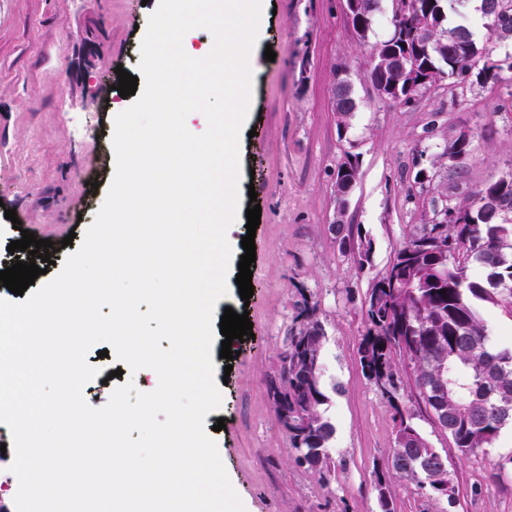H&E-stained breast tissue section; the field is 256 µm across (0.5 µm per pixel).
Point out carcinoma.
I'll use <instances>...</instances> for the list:
<instances>
[{"mask_svg": "<svg viewBox=\"0 0 512 512\" xmlns=\"http://www.w3.org/2000/svg\"><path fill=\"white\" fill-rule=\"evenodd\" d=\"M379 0H362L367 12L366 40L372 31ZM412 14L390 19L388 39L371 46L406 45L421 83L401 89V105L445 80L459 85L485 83L483 73L492 60L489 44L501 16L512 19V0H483L479 20L489 33L479 43L466 25L447 26L448 0H411ZM340 125L348 124L357 103L350 82L337 77L333 88ZM473 149L462 134L444 146L440 158L463 160ZM440 211L454 213L446 224H416L387 271L368 289L363 301L366 331L357 355L363 376L393 409L394 436L388 461L374 471V489L380 512H394L386 497L395 479L417 489L448 512L459 500L451 474L447 490L430 480L444 467L442 455L421 434L416 414L404 403L406 387L400 365L413 370L415 388L428 413L438 417L440 430L466 457L489 453L501 430L512 422V347H499L479 308L488 303L512 313V179L488 182L454 205ZM445 293H440V290ZM304 321L292 331L280 362L288 374L272 382L275 412L288 404V419L306 422L308 432L289 435L291 449H317L315 464L325 479L336 467L331 453L335 428L325 415L330 396L323 385L321 350L326 336L314 307L303 303ZM445 368L436 388L428 386L433 365Z\"/></svg>", "mask_w": 512, "mask_h": 512, "instance_id": "carcinoma-1", "label": "carcinoma"}]
</instances>
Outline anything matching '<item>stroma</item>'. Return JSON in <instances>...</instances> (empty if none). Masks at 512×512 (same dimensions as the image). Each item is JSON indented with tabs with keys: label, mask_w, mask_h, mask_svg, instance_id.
<instances>
[{
	"label": "stroma",
	"mask_w": 512,
	"mask_h": 512,
	"mask_svg": "<svg viewBox=\"0 0 512 512\" xmlns=\"http://www.w3.org/2000/svg\"><path fill=\"white\" fill-rule=\"evenodd\" d=\"M156 8L157 0H0V271L29 261L28 252L7 250L25 229L52 243L53 264L39 275L42 283L81 245L112 180L115 69L138 75L144 29ZM390 30V0H380L365 42L350 28L342 0H264L255 51L270 48L276 58L262 61L253 78L246 125L256 134L239 136L242 213L229 228L236 255H243L245 211L260 204L254 294L243 302L229 283L214 310L218 317L228 307L248 313L254 335L233 341L232 372L216 361V378L228 383L218 410L205 417L245 512H379L373 470L387 459L393 411L363 377L357 347L367 289L412 225L433 215L430 196L410 173L417 164L429 168L457 202L512 171V97L503 86L452 90L443 82L410 107L376 95L367 77L370 44ZM80 32L96 42L89 69ZM342 64L357 100L344 127L332 97ZM462 133L471 136L473 151L457 165L436 161ZM348 152L359 158L360 177L342 210L336 165ZM9 209L16 220L6 219ZM338 217L371 240L365 268L342 253L331 229ZM68 235L73 243L66 246ZM306 294L327 336L323 383L340 387L326 412L336 461L326 487L316 469L295 462L269 391ZM406 404L459 486L455 512H512V473L497 474L498 461L512 456V427L501 431L491 454L463 458L422 405L411 398ZM220 420L226 427L219 431Z\"/></svg>",
	"instance_id": "obj_1"
}]
</instances>
